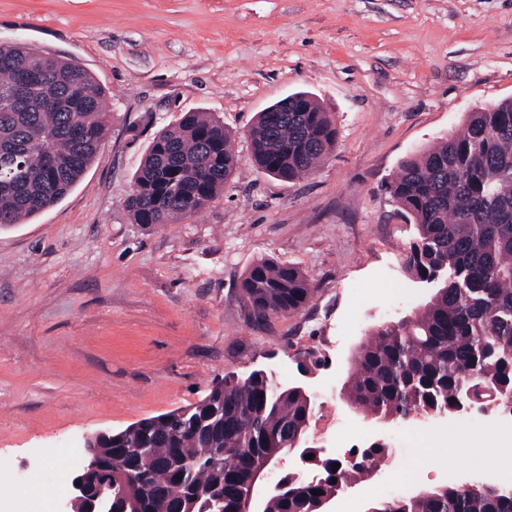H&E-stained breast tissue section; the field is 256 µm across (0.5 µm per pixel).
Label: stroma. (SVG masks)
<instances>
[{"instance_id":"obj_1","label":"stroma","mask_w":512,"mask_h":512,"mask_svg":"<svg viewBox=\"0 0 512 512\" xmlns=\"http://www.w3.org/2000/svg\"><path fill=\"white\" fill-rule=\"evenodd\" d=\"M72 59L110 112L97 158L68 195L0 228V458L54 473L85 434L198 403L224 376L262 369L327 388L308 437L333 450L332 420L396 438L341 390L356 347L427 301L404 268L414 227L385 190L400 164L512 98V0H0V43ZM311 93L336 145L309 176L255 165L259 112ZM207 112L238 162L202 211L147 228L126 208L154 135ZM300 266L315 289L262 326L238 294L262 258ZM332 344H325V337ZM326 362L301 378L296 354ZM448 437L407 448L429 474L394 492L491 475V424L447 418Z\"/></svg>"}]
</instances>
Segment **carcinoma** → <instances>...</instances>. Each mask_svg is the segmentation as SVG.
Wrapping results in <instances>:
<instances>
[{"label": "carcinoma", "mask_w": 512, "mask_h": 512, "mask_svg": "<svg viewBox=\"0 0 512 512\" xmlns=\"http://www.w3.org/2000/svg\"><path fill=\"white\" fill-rule=\"evenodd\" d=\"M109 112L105 93L78 63L36 47L0 45V227L19 224L58 203L97 157ZM263 173L294 180L333 150L336 128L315 99L299 94L288 111L259 113L249 131ZM237 161L224 124L201 112L152 138L126 207L150 228L201 211L221 190ZM387 190L414 239L407 272L432 293L413 317L370 331L358 346L344 385L347 401L375 417L405 419L451 410L467 391L479 399L512 391V100L468 114L463 128L401 163ZM315 288L300 267L274 258L252 264L239 285L254 322L300 312ZM317 404L311 393L254 371L242 384L224 379V395L153 417L101 448L133 445L149 456L193 460L186 477L170 467L150 470L159 491L149 512L198 490L222 485L224 512H236L250 474L296 436L306 437ZM254 449L250 456L234 452ZM224 449L216 456L212 449ZM314 485L288 478L264 512H318L338 484L365 480L345 466L340 483L323 471ZM318 490L321 495L314 496ZM377 512H512V490L478 485L434 487L421 496L383 502Z\"/></svg>", "instance_id": "1"}]
</instances>
